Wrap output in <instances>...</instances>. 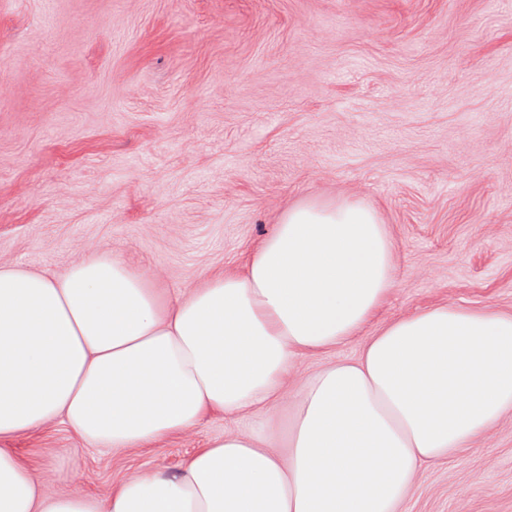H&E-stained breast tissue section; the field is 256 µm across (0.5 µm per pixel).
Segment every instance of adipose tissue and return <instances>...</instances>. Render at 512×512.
Instances as JSON below:
<instances>
[{
	"mask_svg": "<svg viewBox=\"0 0 512 512\" xmlns=\"http://www.w3.org/2000/svg\"><path fill=\"white\" fill-rule=\"evenodd\" d=\"M396 278L387 226L352 200L289 207L243 271L175 296L117 255L0 265V512H401L425 467L512 415V315L437 304L363 336ZM358 336L288 385L296 356ZM212 412L256 424L104 502L37 483L9 446L57 420L156 446Z\"/></svg>",
	"mask_w": 512,
	"mask_h": 512,
	"instance_id": "ef3b65f1",
	"label": "adipose tissue"
}]
</instances>
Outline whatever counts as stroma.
Listing matches in <instances>:
<instances>
[{"instance_id":"stroma-1","label":"stroma","mask_w":512,"mask_h":512,"mask_svg":"<svg viewBox=\"0 0 512 512\" xmlns=\"http://www.w3.org/2000/svg\"><path fill=\"white\" fill-rule=\"evenodd\" d=\"M344 198L395 240L375 325L512 312V0H0L1 265L110 253L175 294L242 270L288 207ZM247 425L117 451L56 422L11 445L104 500ZM403 512H512V420L421 471Z\"/></svg>"}]
</instances>
